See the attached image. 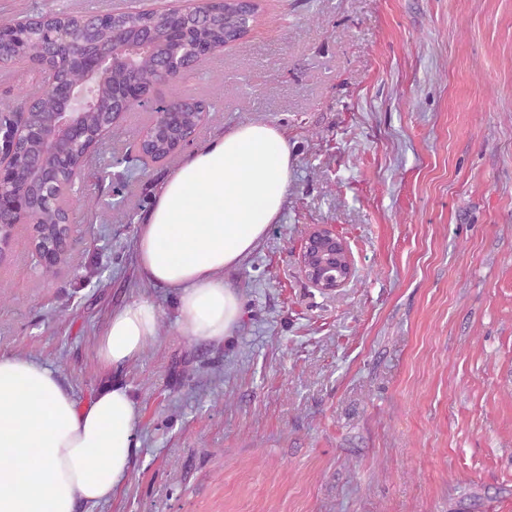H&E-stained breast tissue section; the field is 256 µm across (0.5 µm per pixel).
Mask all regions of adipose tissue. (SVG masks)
<instances>
[{
  "mask_svg": "<svg viewBox=\"0 0 512 512\" xmlns=\"http://www.w3.org/2000/svg\"><path fill=\"white\" fill-rule=\"evenodd\" d=\"M291 152L279 129L238 126L195 149L159 184L134 249L141 274L176 294L179 331L212 341L243 315L224 272L277 223ZM146 299L114 309L96 343L102 370L117 371L157 336ZM141 408L120 380L80 401L50 368L0 354V512H77L112 498L130 478Z\"/></svg>",
  "mask_w": 512,
  "mask_h": 512,
  "instance_id": "1",
  "label": "adipose tissue"
}]
</instances>
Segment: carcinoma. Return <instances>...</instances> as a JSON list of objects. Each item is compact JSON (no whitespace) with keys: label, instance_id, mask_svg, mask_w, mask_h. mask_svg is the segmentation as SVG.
Listing matches in <instances>:
<instances>
[{"label":"carcinoma","instance_id":"cac0c4a2","mask_svg":"<svg viewBox=\"0 0 512 512\" xmlns=\"http://www.w3.org/2000/svg\"><path fill=\"white\" fill-rule=\"evenodd\" d=\"M257 16L259 4L244 9L237 0H224L220 9L198 10L186 17L187 31L176 33L166 21L155 17L151 10L128 8L110 15L106 20L90 22L81 16L65 13H49L41 16V21L19 31L21 55L13 65L26 67L42 58L46 43L73 37L83 31L97 40H107L113 30L122 31L125 44L135 48V68H117L101 78L96 84L99 98L113 102L122 112H134L144 106V100L130 94L131 83L144 92H150L159 78L162 69H167L171 84L178 85L184 75L196 69L207 60L205 51L212 53L245 38L248 30L243 28L241 17L245 12ZM41 107L28 117V151L23 163L34 159L42 150L43 132L55 111V101L48 91L40 93ZM118 117H112L101 109H86L83 115L85 137L77 143L69 161L60 168L59 178L70 184L80 178L88 162L89 147L98 142V135L105 125L115 124ZM201 123V111L184 112L182 122L168 137L154 138L144 134L138 152L148 155L154 161L167 158L179 140L194 132ZM35 200L33 213L27 221L42 225L41 247L50 251L56 241V221L61 207H70L71 197L60 195L61 204L44 202L46 192L37 181L32 184Z\"/></svg>","mask_w":512,"mask_h":512}]
</instances>
